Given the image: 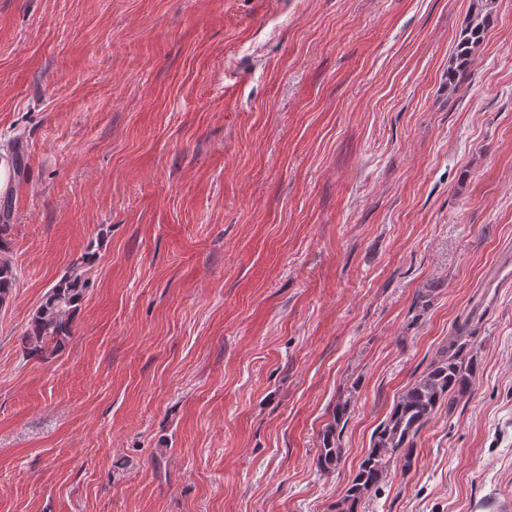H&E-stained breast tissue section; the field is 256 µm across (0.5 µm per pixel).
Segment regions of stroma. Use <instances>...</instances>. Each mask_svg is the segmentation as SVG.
Instances as JSON below:
<instances>
[{"mask_svg":"<svg viewBox=\"0 0 512 512\" xmlns=\"http://www.w3.org/2000/svg\"><path fill=\"white\" fill-rule=\"evenodd\" d=\"M473 3L0 0V512H335L464 321L471 395L359 512H512V0L452 92ZM79 269L75 262L33 312L29 326L20 338L26 357L48 359L64 350L71 341L86 289ZM348 419V403L342 402L336 405V411L332 425L322 434L318 453V463L325 472L337 469L342 459L341 433Z\"/></svg>","mask_w":512,"mask_h":512,"instance_id":"1","label":"stroma"}]
</instances>
